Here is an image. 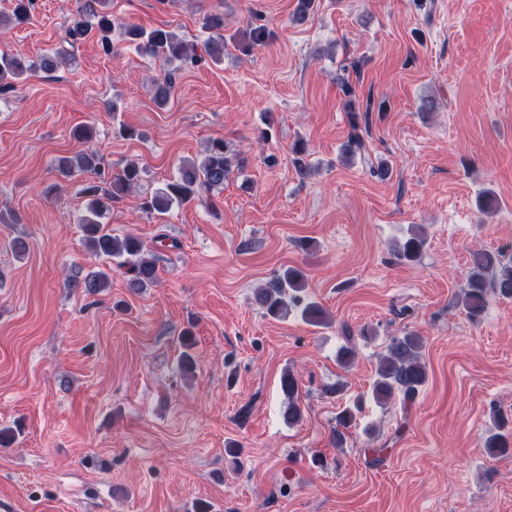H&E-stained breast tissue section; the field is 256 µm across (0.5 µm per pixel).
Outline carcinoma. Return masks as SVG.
I'll use <instances>...</instances> for the list:
<instances>
[{"label":"carcinoma","instance_id":"carcinoma-1","mask_svg":"<svg viewBox=\"0 0 512 512\" xmlns=\"http://www.w3.org/2000/svg\"><path fill=\"white\" fill-rule=\"evenodd\" d=\"M77 13L70 19L66 35L73 45L82 41L95 29L100 35V47L107 56L118 53L110 33L115 26L112 14L106 10L108 0H78ZM205 28L211 32L210 40L198 47L181 39L167 25L147 29L138 24L122 25L124 41L143 55L166 63H177L182 67L202 66L208 61L219 62L224 56V18L211 15L205 19ZM53 69L58 66V58L45 56L40 62L27 60L16 53L0 54V92L13 88L14 82L36 67ZM337 84L345 97V107L351 114L346 153L355 154L361 147L362 138L358 122V111H372L371 102L365 108L356 107L357 96L350 80L341 74ZM232 164L224 140H211L204 156L198 161H185L180 164L178 175L161 189L143 198L142 209L146 212L165 213L175 205L189 203L199 197L201 191L219 189ZM57 172L66 180L74 179L84 173L92 172L98 180L86 183L83 193L89 199L86 214L79 224L88 248L97 256L119 259V267L130 275L129 285L134 289L147 288L159 278L157 260L144 255L143 242L132 234L123 237L114 236L105 231L101 218L109 208V202L119 194L138 185L143 169L138 163H127L114 176L105 175L101 170V158L94 150L83 152L74 158H62ZM425 240L411 236L400 246L398 257L414 262L422 252ZM109 275L101 270H93L83 276L75 275L67 280V287L77 289L85 295H96L107 287ZM307 281L304 273L297 268H287L255 289L254 301L273 318H286L296 314L310 326L327 324L324 309L310 300L306 294ZM512 298V256L501 252H477L472 258V267L458 304L471 318H477L485 311L491 295ZM184 351L180 357V368L184 373L195 369V359L189 353L192 340L189 334L181 337ZM422 338L414 333L405 332L391 337L387 353L378 362L375 379L372 384V398L380 405L399 397L403 402L415 399L427 381V371L421 362ZM280 389L287 400L286 415L288 421L297 422L302 417L298 404V381L286 371L280 379ZM485 447L492 453H504L512 447L506 435L492 433L485 440Z\"/></svg>","mask_w":512,"mask_h":512}]
</instances>
